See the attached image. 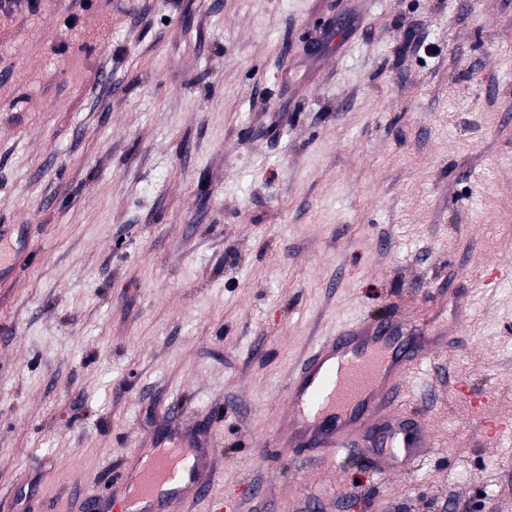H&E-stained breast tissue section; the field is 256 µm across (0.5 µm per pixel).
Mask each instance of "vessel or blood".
<instances>
[{
  "label": "vessel or blood",
  "instance_id": "b4317fda",
  "mask_svg": "<svg viewBox=\"0 0 512 512\" xmlns=\"http://www.w3.org/2000/svg\"><path fill=\"white\" fill-rule=\"evenodd\" d=\"M433 345L429 336L410 338L406 320L385 315L360 320L323 340L303 362L288 393V439L309 451L342 452L354 432L373 435L383 460L414 462L421 433L398 417L409 371ZM204 495L194 469H182L168 451L156 454L123 481L118 512H161L177 492Z\"/></svg>",
  "mask_w": 512,
  "mask_h": 512
}]
</instances>
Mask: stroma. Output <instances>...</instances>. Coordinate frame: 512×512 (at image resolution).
<instances>
[{
  "instance_id": "stroma-1",
  "label": "stroma",
  "mask_w": 512,
  "mask_h": 512,
  "mask_svg": "<svg viewBox=\"0 0 512 512\" xmlns=\"http://www.w3.org/2000/svg\"><path fill=\"white\" fill-rule=\"evenodd\" d=\"M0 234V512L187 446L231 512H512V0H20ZM384 313L446 329L420 460L276 447L313 348Z\"/></svg>"
}]
</instances>
